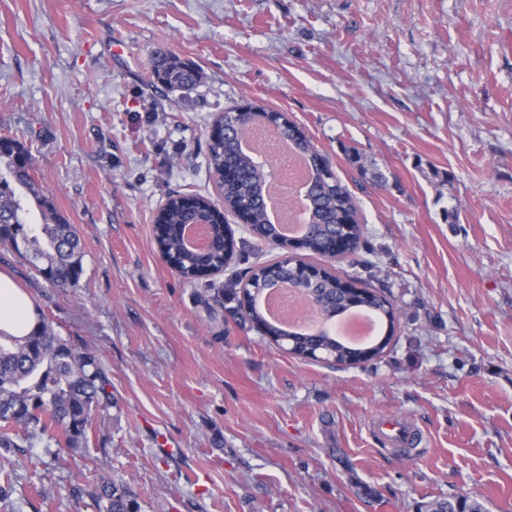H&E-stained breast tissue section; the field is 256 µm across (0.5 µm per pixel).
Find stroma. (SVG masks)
Masks as SVG:
<instances>
[{
	"label": "stroma",
	"instance_id": "35a3bbf8",
	"mask_svg": "<svg viewBox=\"0 0 512 512\" xmlns=\"http://www.w3.org/2000/svg\"><path fill=\"white\" fill-rule=\"evenodd\" d=\"M201 77L173 90L157 52ZM288 113L356 198L382 288L383 356L332 368L240 325L221 294L253 261L183 280L153 217L217 198L208 131L224 108ZM83 247L58 288L0 244L56 333L99 354L112 405L87 447L0 448V512H419L454 495L512 512V0H0V135ZM411 423L390 448L376 421ZM91 496L97 502L99 512H139L137 502L123 484L103 482Z\"/></svg>",
	"mask_w": 512,
	"mask_h": 512
}]
</instances>
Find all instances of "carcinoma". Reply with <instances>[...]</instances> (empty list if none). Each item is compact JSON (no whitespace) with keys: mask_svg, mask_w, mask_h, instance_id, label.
Segmentation results:
<instances>
[{"mask_svg":"<svg viewBox=\"0 0 512 512\" xmlns=\"http://www.w3.org/2000/svg\"><path fill=\"white\" fill-rule=\"evenodd\" d=\"M196 66L172 57L155 74L158 82L172 88H190L199 80ZM251 121L274 125L288 146L300 156L313 176L305 189L308 218L307 235L301 248L331 259L338 256L337 238L346 237V253L362 249L363 230L355 197L332 170L330 162L312 140L288 116L277 110L249 106ZM242 107L224 112L220 121L224 130L209 139L208 165L224 198V210L242 213L256 245L270 244L284 250L288 239L267 213L265 186L273 177V165L245 152L241 136L249 126L241 115ZM0 243L10 245L46 281L59 288L77 285L83 274L82 243L73 225L56 213L40 194L28 149L17 139L0 136ZM19 186L41 209L43 223L30 224L21 200L10 184ZM208 225L211 243L204 252L188 248L183 226ZM161 231L159 243L167 263L188 281L199 277L205 268H220L226 257V242L221 209L211 198L200 194H174L168 197L154 217ZM307 264L295 256L273 263H258L247 268L243 292L260 295L267 287L288 284L315 295L319 313L326 319L341 316L355 303L369 309L387 332L366 347H351L325 332L290 333L272 321L263 308L251 304L241 315L243 321L275 344L286 336L288 345L302 358L319 356L337 366L358 360L381 357L395 332L396 312L384 291L366 287L354 292L342 286V280L327 268L317 269L314 278H303ZM111 381L98 354L78 348L56 334L49 321L40 322L30 336L11 345L0 344V447L13 448L14 438L23 432L25 439H47L59 447L85 448L89 443L95 413L112 406ZM92 497L99 512H139L127 487L106 481L97 486ZM486 512L484 504L473 496L436 501L425 512Z\"/></svg>","mask_w":512,"mask_h":512,"instance_id":"carcinoma-1","label":"carcinoma"}]
</instances>
